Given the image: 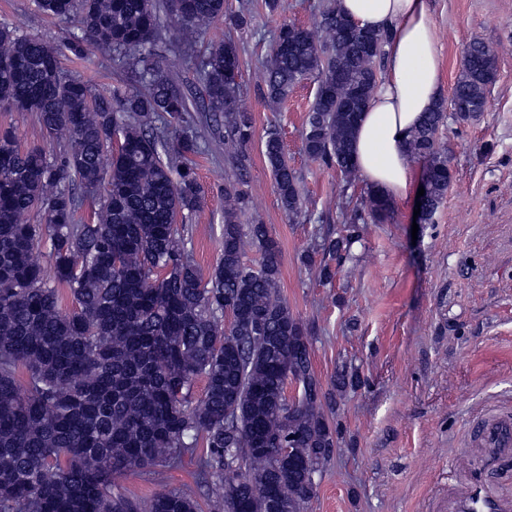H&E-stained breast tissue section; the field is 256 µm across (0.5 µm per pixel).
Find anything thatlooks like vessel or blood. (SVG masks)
Masks as SVG:
<instances>
[{"instance_id": "vessel-or-blood-1", "label": "vessel or blood", "mask_w": 512, "mask_h": 512, "mask_svg": "<svg viewBox=\"0 0 512 512\" xmlns=\"http://www.w3.org/2000/svg\"><path fill=\"white\" fill-rule=\"evenodd\" d=\"M462 444L474 458L460 487L448 497V512H512V410L482 412Z\"/></svg>"}]
</instances>
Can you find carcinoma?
I'll list each match as a JSON object with an SVG mask.
<instances>
[{"mask_svg": "<svg viewBox=\"0 0 512 512\" xmlns=\"http://www.w3.org/2000/svg\"><path fill=\"white\" fill-rule=\"evenodd\" d=\"M36 4L48 17L76 23L79 34L68 43L76 57L102 45L145 67L135 90L118 84L100 96L63 75L48 43L0 25V103L36 113L50 138L68 144L52 157L21 149L12 130H0V512H198L181 491L157 492L144 508L118 486L135 473L152 481L187 457L197 461L200 485L215 488L219 512H269L271 499L278 512H306L342 432L325 414L335 401L311 369L308 329L280 296V244L267 225L240 224L255 127L239 107V47L215 43L204 60L208 129L224 137L237 168L224 186L223 248L207 280L177 224L201 205L186 163L197 140L184 137L174 150L168 142L171 127L193 119L195 103L163 69L147 65L162 43L161 15L176 23L188 54L202 28L224 16V0ZM318 29L321 38L294 24L280 27L262 96L278 105L303 78L322 82L303 150L336 165L349 184L360 108L376 88L387 33L352 31L332 0ZM496 78L494 50L472 41L450 105L440 103L414 132L410 153L432 172L422 223H432L451 180L440 136L445 110L459 122L475 119ZM262 152L281 208L296 216L299 177L277 130L266 131ZM101 190L91 220L81 221L84 198ZM393 218V206L370 193L345 214L349 234L324 238L319 251L347 258L359 239L356 225ZM249 244L259 254L255 265L243 261ZM43 245L50 275L36 259ZM64 290L75 304L68 312ZM226 310L233 321L224 325ZM290 380L307 384L296 402L285 395ZM359 384L355 370L336 373L340 392Z\"/></svg>", "mask_w": 512, "mask_h": 512, "instance_id": "cac0c4a2", "label": "carcinoma"}]
</instances>
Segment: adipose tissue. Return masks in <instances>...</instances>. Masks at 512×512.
Instances as JSON below:
<instances>
[{
  "instance_id": "obj_1",
  "label": "adipose tissue",
  "mask_w": 512,
  "mask_h": 512,
  "mask_svg": "<svg viewBox=\"0 0 512 512\" xmlns=\"http://www.w3.org/2000/svg\"><path fill=\"white\" fill-rule=\"evenodd\" d=\"M357 28L388 33L377 86L357 125L352 156L367 188L391 203L411 198L409 142L443 98L440 45L428 0H336Z\"/></svg>"
}]
</instances>
